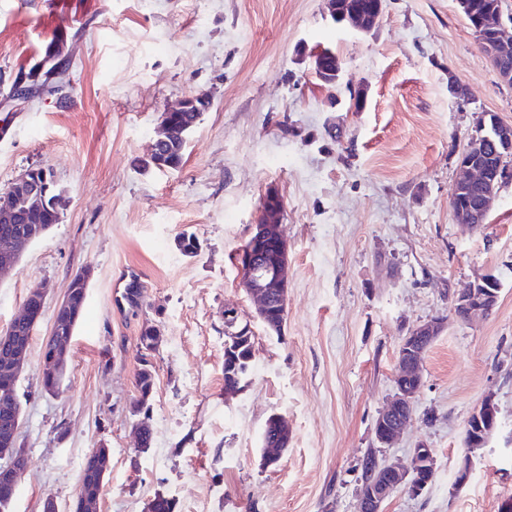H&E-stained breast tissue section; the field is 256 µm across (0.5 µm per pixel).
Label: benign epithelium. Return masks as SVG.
Instances as JSON below:
<instances>
[{
	"instance_id": "benign-epithelium-1",
	"label": "benign epithelium",
	"mask_w": 512,
	"mask_h": 512,
	"mask_svg": "<svg viewBox=\"0 0 512 512\" xmlns=\"http://www.w3.org/2000/svg\"><path fill=\"white\" fill-rule=\"evenodd\" d=\"M382 3H377L374 16L370 21L362 20L356 12L342 11L336 3H331V11L335 19L347 22L359 30H367L369 25L377 24L381 15ZM479 43L490 49L492 56L501 60L512 57V38L508 36L501 9L491 13H483L476 18L473 25ZM15 101L31 102L30 96L23 83L14 81L10 91L0 99V109H6ZM209 104V101L198 96L181 97L168 106L160 115L157 136L152 144L148 160L161 164L160 149L170 134V119L175 112H186ZM486 116H481L479 124L460 156L461 175L453 185L452 192L466 191L470 187H480L486 191L484 216H489L498 190L512 181V127L497 124L493 132L487 134ZM492 150L499 160L490 165L481 160L486 150ZM50 190V180L46 172L37 168H28L20 173L11 183L10 191L22 197H37L46 199ZM283 212V200L275 190L267 191L260 202L259 218L253 225L249 238V247L239 263L241 282L254 300L257 310L256 317L265 322L270 316H276L279 322H284L288 302V243L279 231V222ZM453 212L461 224L480 226L486 220L477 218L472 207H455ZM40 234V231L28 227L24 236H11L0 239V272L18 266L26 247ZM274 247L277 262L270 266L258 260V257L269 247ZM499 283L490 276H485L468 288L455 294L459 307L456 316L464 321L477 313L486 314L493 310L498 300ZM70 295L56 305L54 325L50 339L52 348L43 355V368L40 377L49 374L54 378L61 376L62 344L65 333L60 327L59 319L70 309ZM45 308V294L41 289L35 290L33 300L24 304L20 317L34 324L40 318ZM224 324L237 329L242 336L250 335L251 324L243 323L239 310L235 307H224ZM441 323L436 320L425 322L411 330L400 344L398 367L402 371L396 377V393L388 407L382 411L375 422V437L381 444L391 442L402 430L406 421L403 415L412 410L413 401L423 385L420 372L423 350L422 346L428 339L438 336ZM27 361V353L16 351L6 359L3 366V376L0 377V397L15 401L16 385ZM472 423V437L469 447H483L497 426V407L492 397H487L469 418ZM277 436L269 442L266 448L265 464L271 466L277 463L282 451L288 447L290 431L283 418H276ZM21 428L19 418H14V428L11 437L5 439L11 453L0 456V501L10 503L18 491L19 479L24 471L25 449L18 447V434ZM379 475L371 482L365 483L364 491L358 492L357 512H383L384 502L397 490L402 489L412 496H418L426 488L428 481L421 479L420 472H434V460L431 449L420 443L414 449L413 455L406 465H389L377 462Z\"/></svg>"
}]
</instances>
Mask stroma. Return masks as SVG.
Returning a JSON list of instances; mask_svg holds the SVG:
<instances>
[{"instance_id":"1","label":"stroma","mask_w":512,"mask_h":512,"mask_svg":"<svg viewBox=\"0 0 512 512\" xmlns=\"http://www.w3.org/2000/svg\"><path fill=\"white\" fill-rule=\"evenodd\" d=\"M73 34L63 93L11 115L0 134V191L49 169L65 191L60 224L0 276V332L29 290L45 288L17 393L28 455L9 512L72 503L85 458L110 450L97 512H357L364 453L408 462L431 449L420 496L385 512H501L512 499V183L486 224H457L450 193L480 113L512 126V85L481 54L457 0H383L358 32L327 0H0V93L40 60L56 31ZM329 48L338 82L317 77ZM211 107L176 170L145 168L161 112L181 96ZM285 202L287 319L267 332L240 284L237 256L267 188ZM201 247L183 255L181 233ZM91 266L84 318L57 393L39 382L56 303ZM141 310L120 299L129 274ZM491 275L492 313L459 321L449 294ZM250 319L247 385L224 396V308ZM442 331L423 361L410 422L391 445L374 434L395 393L399 345L416 326ZM152 356L154 442L138 449L131 414L143 324ZM494 395L486 447L463 445L467 421ZM291 442L263 467L271 415ZM465 481H458L462 467Z\"/></svg>"}]
</instances>
